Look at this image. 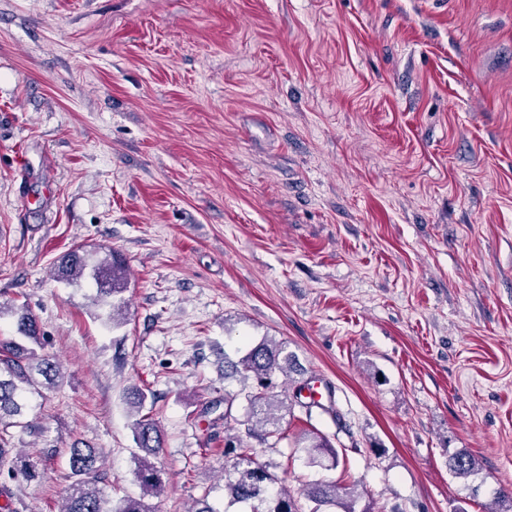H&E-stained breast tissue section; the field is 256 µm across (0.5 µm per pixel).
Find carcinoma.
<instances>
[{
    "label": "carcinoma",
    "mask_w": 512,
    "mask_h": 512,
    "mask_svg": "<svg viewBox=\"0 0 512 512\" xmlns=\"http://www.w3.org/2000/svg\"><path fill=\"white\" fill-rule=\"evenodd\" d=\"M59 277L77 283L89 276L98 286V299L108 307L107 317L117 321L123 308L119 298L125 288L126 269L122 260L113 254L103 258L83 251L77 255L65 254L58 268ZM10 312L17 317L19 339L0 338V467L9 465L8 472L28 480L39 477L37 466L24 456L13 454L8 447L9 429L26 430V417L38 407L37 399L44 391L58 386L63 378L61 364L44 352V343L37 332L34 315L26 306L16 308L0 303V316ZM302 373L295 356L288 352L283 340L264 336L249 346L236 361L224 359V378L236 376L248 385L241 390L247 411L239 422L242 429L225 441V454L232 456L231 465L224 469V497L228 506L246 504L249 512H302L288 489L280 485L270 471V464L259 460L253 443L274 448L287 438L282 421L292 410L287 394L276 391L277 378H291ZM137 448L144 455L136 457L135 477L143 490L141 498H124L118 504L99 487L98 462L101 453L96 448L70 449L69 468L74 478L65 495L61 512H158L145 497L161 494L163 470L157 465L162 448L161 431L148 415H141L133 423ZM300 441L305 444L308 464L322 465L324 458L336 468L340 454L329 440L317 432H305ZM449 469L460 477H469L476 471L474 457L455 453L448 458ZM305 498L313 504L310 512L342 509V512H374L367 504L356 510L361 494L352 485L331 482H312L304 489Z\"/></svg>",
    "instance_id": "obj_1"
}]
</instances>
